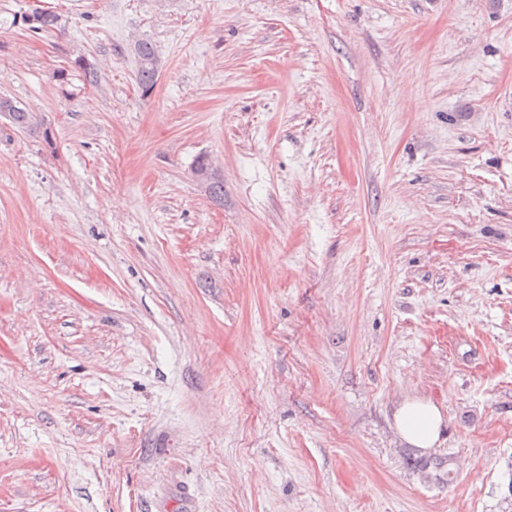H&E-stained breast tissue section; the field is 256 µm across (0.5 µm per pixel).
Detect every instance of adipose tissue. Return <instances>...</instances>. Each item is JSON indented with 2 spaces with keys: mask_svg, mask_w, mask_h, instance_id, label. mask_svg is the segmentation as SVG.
Instances as JSON below:
<instances>
[{
  "mask_svg": "<svg viewBox=\"0 0 512 512\" xmlns=\"http://www.w3.org/2000/svg\"><path fill=\"white\" fill-rule=\"evenodd\" d=\"M394 425L399 436L422 451L438 445L444 427L441 409L422 398L405 399L395 410Z\"/></svg>",
  "mask_w": 512,
  "mask_h": 512,
  "instance_id": "1",
  "label": "adipose tissue"
}]
</instances>
